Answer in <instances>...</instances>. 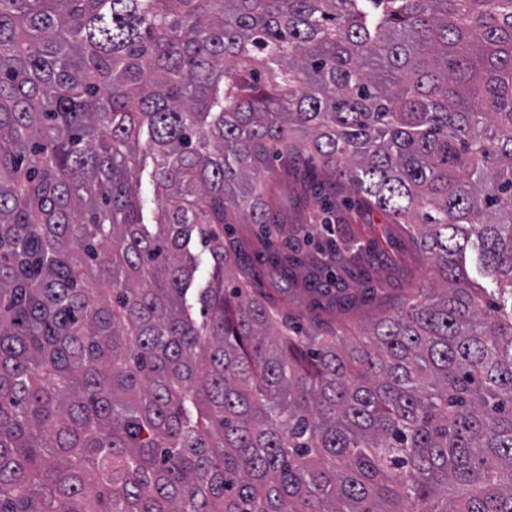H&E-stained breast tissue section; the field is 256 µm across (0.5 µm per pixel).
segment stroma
Returning <instances> with one entry per match:
<instances>
[{
  "instance_id": "stroma-1",
  "label": "stroma",
  "mask_w": 512,
  "mask_h": 512,
  "mask_svg": "<svg viewBox=\"0 0 512 512\" xmlns=\"http://www.w3.org/2000/svg\"><path fill=\"white\" fill-rule=\"evenodd\" d=\"M266 189L279 199L287 219L278 226L275 239L284 240L302 229L321 249L318 264L305 262L294 268L298 287L277 294L283 311L301 315L307 322L332 321L342 334L357 340L382 313L418 289L436 286V278L403 225L393 223L386 213L349 201L344 188L336 190V215L329 223L316 198L297 203L300 186L294 176H279ZM351 238L363 247L359 258L351 264L329 261L327 249L343 247Z\"/></svg>"
}]
</instances>
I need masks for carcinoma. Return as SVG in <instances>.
I'll list each match as a JSON object with an SVG mask.
<instances>
[{
	"instance_id": "obj_1",
	"label": "carcinoma",
	"mask_w": 512,
	"mask_h": 512,
	"mask_svg": "<svg viewBox=\"0 0 512 512\" xmlns=\"http://www.w3.org/2000/svg\"><path fill=\"white\" fill-rule=\"evenodd\" d=\"M273 160L443 288L243 292ZM0 512H512V0H0ZM153 167L151 159H147L146 169L142 173L140 191L144 200V215L146 223H154L157 208L154 203V188L150 181L149 173Z\"/></svg>"
}]
</instances>
